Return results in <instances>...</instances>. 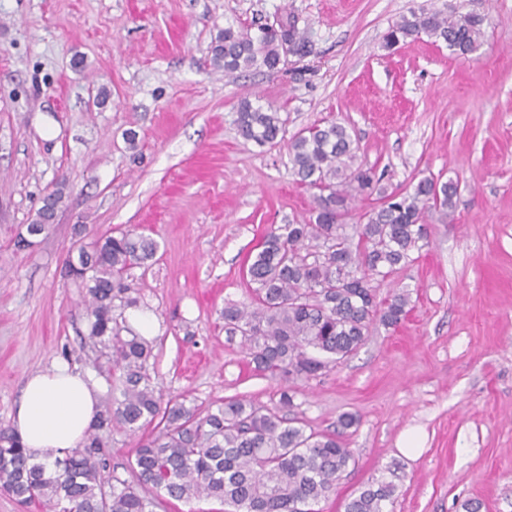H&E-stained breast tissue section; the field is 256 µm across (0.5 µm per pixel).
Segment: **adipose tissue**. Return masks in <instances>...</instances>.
Returning a JSON list of instances; mask_svg holds the SVG:
<instances>
[{
	"label": "adipose tissue",
	"mask_w": 512,
	"mask_h": 512,
	"mask_svg": "<svg viewBox=\"0 0 512 512\" xmlns=\"http://www.w3.org/2000/svg\"><path fill=\"white\" fill-rule=\"evenodd\" d=\"M100 398L90 375L67 366L31 373L13 424L32 461L51 462L78 448L100 410Z\"/></svg>",
	"instance_id": "1"
}]
</instances>
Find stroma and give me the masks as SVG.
<instances>
[{"label":"stroma","mask_w":512,"mask_h":512,"mask_svg":"<svg viewBox=\"0 0 512 512\" xmlns=\"http://www.w3.org/2000/svg\"><path fill=\"white\" fill-rule=\"evenodd\" d=\"M421 9L484 16L481 48L458 56L424 36L385 48L389 27ZM287 14L311 55H288L277 74L211 66L225 26ZM244 99L287 117L288 137L342 123L386 190L458 185L454 221L426 213L418 259L379 287L408 290L406 318L373 325L357 354L296 384L292 413L309 429L359 418L321 512H344L387 475L393 512H465L470 500L512 512V0H0V426L29 374L99 372L80 340V294L61 274L77 224L89 242L134 230L158 244L131 275L163 399L277 404L281 381L253 372L221 312L247 300L263 236L308 219L312 198L286 142L239 135ZM61 181L55 224L15 250Z\"/></svg>","instance_id":"35a3bbf8"}]
</instances>
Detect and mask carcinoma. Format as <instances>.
Segmentation results:
<instances>
[{"mask_svg": "<svg viewBox=\"0 0 512 512\" xmlns=\"http://www.w3.org/2000/svg\"><path fill=\"white\" fill-rule=\"evenodd\" d=\"M485 18L467 14L450 20L439 11L410 12L392 25L385 45L421 34L469 55L484 37ZM309 55L313 46L296 21L224 28L211 60L224 74L250 69L278 72L286 51ZM239 134L260 146L284 140L286 120L272 109L240 102ZM358 144L347 128L323 122L304 129L288 145L298 181L312 190L313 205L302 224H280L250 257L249 302L224 305V333L240 339L261 374L294 383L322 374L353 355L379 321L396 326L407 314L408 293L377 299L380 282L416 260L427 240L424 214L438 208L453 220L457 185L423 178L411 190L379 192L367 221L345 223L355 198L372 191L381 177L356 164ZM48 213L38 210L15 241L18 250L49 231ZM86 226H74L77 255L64 261V276L85 301L87 333L82 342L105 360L108 397L82 447L67 465L33 463L10 427H0V492L47 512H154L164 500L214 499L225 512H320L336 494L352 458L340 433L306 432L294 391L280 392L269 408L233 397L205 411L186 401H163L148 362L152 342L128 324L125 310L138 305L130 269L154 257L157 242L134 231L83 243ZM138 437L127 464L110 463L100 433ZM396 486L386 478L352 494L344 512H388Z\"/></svg>", "mask_w": 512, "mask_h": 512, "instance_id": "cac0c4a2", "label": "carcinoma"}]
</instances>
